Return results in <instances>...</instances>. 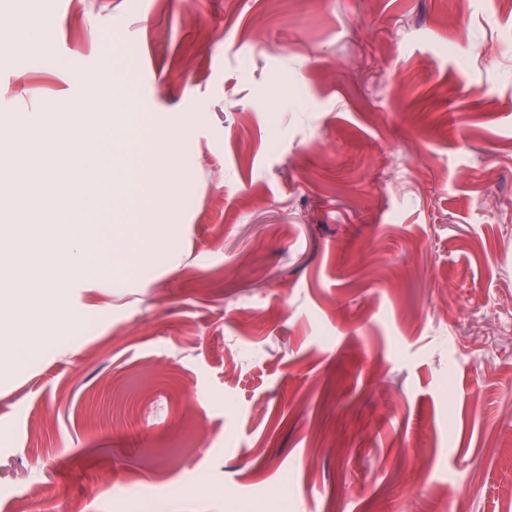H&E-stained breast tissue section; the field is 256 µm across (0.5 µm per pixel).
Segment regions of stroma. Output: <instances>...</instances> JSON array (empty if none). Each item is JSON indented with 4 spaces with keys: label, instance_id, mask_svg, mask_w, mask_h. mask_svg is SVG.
Masks as SVG:
<instances>
[{
    "label": "stroma",
    "instance_id": "obj_1",
    "mask_svg": "<svg viewBox=\"0 0 512 512\" xmlns=\"http://www.w3.org/2000/svg\"><path fill=\"white\" fill-rule=\"evenodd\" d=\"M111 96L167 229L0 334V512H512V0H0V116ZM19 28L30 41L36 43L46 42L52 36L50 23L40 16H25ZM194 136L191 125L175 124L172 128L169 139L159 146L150 147L146 142L141 147L150 153V166L145 173L151 176L154 170H159L186 161V147Z\"/></svg>",
    "mask_w": 512,
    "mask_h": 512
}]
</instances>
